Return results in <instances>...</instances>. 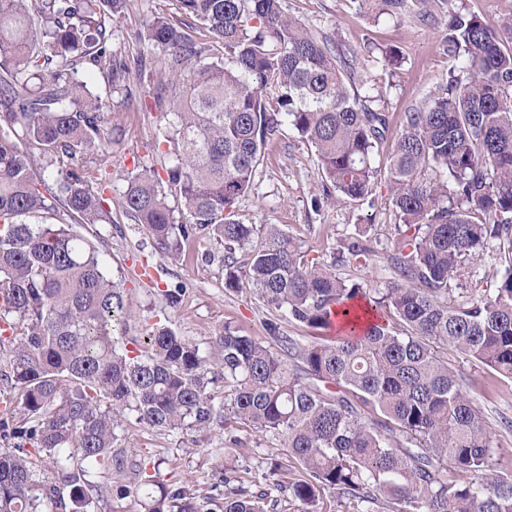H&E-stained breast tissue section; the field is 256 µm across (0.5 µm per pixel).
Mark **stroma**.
Here are the masks:
<instances>
[{
    "mask_svg": "<svg viewBox=\"0 0 512 512\" xmlns=\"http://www.w3.org/2000/svg\"><path fill=\"white\" fill-rule=\"evenodd\" d=\"M171 8L172 0H129L125 17L112 23L113 54L130 61L140 56L145 50L135 34L137 25ZM284 8L312 31L328 34L354 51L357 82L370 87L372 108L387 113L395 131L403 113L427 101L453 66L442 51L452 14L497 21L512 13V0H436L434 18L428 24L408 15L387 18L381 15L377 0H284ZM388 49L398 50V65L384 62L382 53ZM142 104V98L128 97L121 88L109 97L104 108L108 123L123 131L122 137L113 139L107 156L112 170L108 189L112 221L76 227L89 239H102L108 268L114 279L124 283L128 316L118 330L119 342L135 348L153 325L162 323L208 352L228 322L244 334L266 340L270 311L249 288H225L221 259L170 263L121 208L129 172L156 162L155 120L142 112ZM321 184L314 147L293 129L284 128L268 146L251 192L238 201V217L247 224L279 225L314 255H329L349 237L364 234L374 249L371 261L364 268L342 269V278L371 290L395 280L391 258L401 238L400 218L391 203L387 172H380L371 202L363 204L324 197ZM511 265L512 250L506 244L489 242L471 264L468 276L458 281V295L478 297L493 292L500 274ZM177 283L187 291L178 307L171 309L162 291ZM446 356L473 404L486 417L500 468L512 469V433L500 424L501 416H512V381L490 380L481 364L462 359L454 349H447ZM118 435L114 458L156 468L159 481L168 489L190 490L201 505L223 497L216 474L230 468L248 492H266L277 498L276 512L300 508L280 490L299 477V469L287 461L278 441L248 425H216L201 432L157 431L130 416Z\"/></svg>",
    "mask_w": 512,
    "mask_h": 512,
    "instance_id": "obj_1",
    "label": "stroma"
}]
</instances>
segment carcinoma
<instances>
[{"label":"carcinoma","mask_w":512,"mask_h":512,"mask_svg":"<svg viewBox=\"0 0 512 512\" xmlns=\"http://www.w3.org/2000/svg\"><path fill=\"white\" fill-rule=\"evenodd\" d=\"M379 2L392 18L411 10ZM126 6L0 0V512H91L131 413L159 431L232 421L279 440L302 472L286 487L301 512H319L325 494L381 498L391 512H512V473L497 470L484 415L438 352L450 346L512 380V269L493 294L448 302L451 282L512 227V16L495 26L454 15L443 50L459 69L403 113L388 157L405 226L400 279L373 295L338 273L368 265L360 239L325 262L276 224L230 218L285 125L315 148L326 197L372 194L390 122L369 91L350 90L354 53L288 16L283 0H176L137 31L165 52L160 76L143 55L136 77L166 150L162 173L128 177L122 208L174 263L208 257L204 241L222 248L224 288L247 285L275 315L268 344L225 323L209 366L165 326L135 352L119 345L122 288L73 230L112 223L111 173L79 157L112 142L94 85L99 74L110 90L128 78L110 48ZM282 317L346 336L305 347L283 335ZM220 482L216 512L277 507ZM135 492L145 512H202L143 468Z\"/></svg>","instance_id":"1"}]
</instances>
